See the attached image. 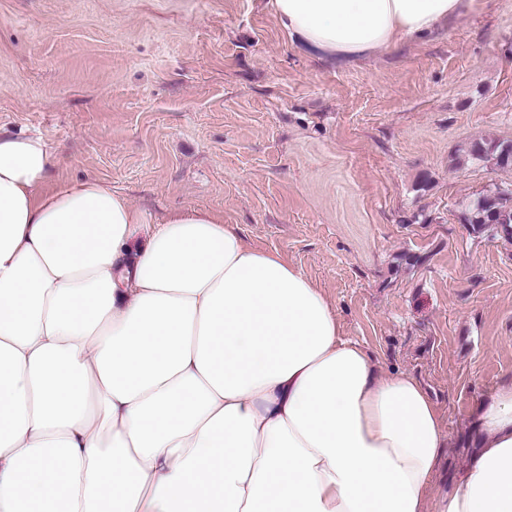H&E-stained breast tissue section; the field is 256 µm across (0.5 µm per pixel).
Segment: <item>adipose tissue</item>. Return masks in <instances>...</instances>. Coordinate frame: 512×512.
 <instances>
[{
  "label": "adipose tissue",
  "mask_w": 512,
  "mask_h": 512,
  "mask_svg": "<svg viewBox=\"0 0 512 512\" xmlns=\"http://www.w3.org/2000/svg\"><path fill=\"white\" fill-rule=\"evenodd\" d=\"M487 0H268L289 37L363 58ZM0 134V512H512V382L475 450L412 374L378 371L332 304L221 214L152 222L111 186L47 184Z\"/></svg>",
  "instance_id": "adipose-tissue-1"
}]
</instances>
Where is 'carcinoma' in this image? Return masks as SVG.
I'll use <instances>...</instances> for the list:
<instances>
[{
  "label": "carcinoma",
  "instance_id": "carcinoma-1",
  "mask_svg": "<svg viewBox=\"0 0 512 512\" xmlns=\"http://www.w3.org/2000/svg\"><path fill=\"white\" fill-rule=\"evenodd\" d=\"M490 163L512 170V140L473 141L459 150L454 164ZM465 223L476 236H503L512 239V190L500 185L467 202Z\"/></svg>",
  "mask_w": 512,
  "mask_h": 512
}]
</instances>
